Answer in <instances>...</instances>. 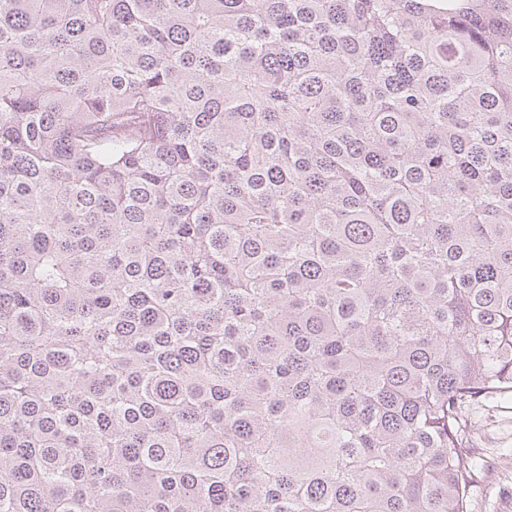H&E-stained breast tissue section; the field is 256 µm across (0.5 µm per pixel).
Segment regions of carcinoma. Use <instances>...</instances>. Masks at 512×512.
I'll return each instance as SVG.
<instances>
[{
	"mask_svg": "<svg viewBox=\"0 0 512 512\" xmlns=\"http://www.w3.org/2000/svg\"><path fill=\"white\" fill-rule=\"evenodd\" d=\"M512 399V0H0V512H468Z\"/></svg>",
	"mask_w": 512,
	"mask_h": 512,
	"instance_id": "obj_1",
	"label": "carcinoma"
}]
</instances>
